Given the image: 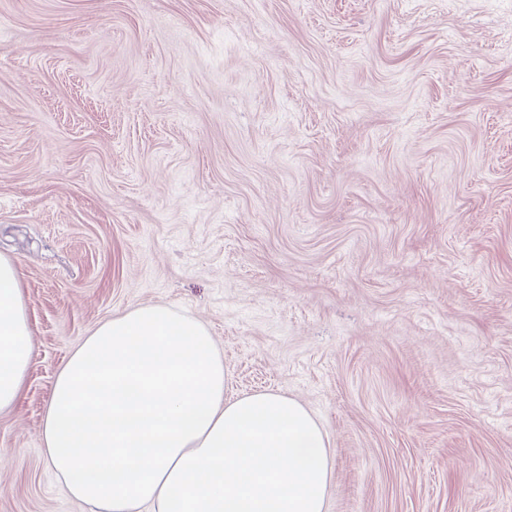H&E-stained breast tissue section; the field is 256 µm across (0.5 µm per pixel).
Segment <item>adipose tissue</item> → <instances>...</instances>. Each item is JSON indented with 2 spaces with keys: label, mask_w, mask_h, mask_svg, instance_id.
Wrapping results in <instances>:
<instances>
[{
  "label": "adipose tissue",
  "mask_w": 512,
  "mask_h": 512,
  "mask_svg": "<svg viewBox=\"0 0 512 512\" xmlns=\"http://www.w3.org/2000/svg\"><path fill=\"white\" fill-rule=\"evenodd\" d=\"M33 357L20 273L0 255V411ZM199 321L163 305L101 323L59 371L41 436L78 499L102 512H326L327 436L284 394L224 397Z\"/></svg>",
  "instance_id": "ef3b65f1"
}]
</instances>
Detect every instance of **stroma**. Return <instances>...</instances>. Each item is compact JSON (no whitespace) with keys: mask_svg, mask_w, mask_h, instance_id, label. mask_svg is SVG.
Returning a JSON list of instances; mask_svg holds the SVG:
<instances>
[{"mask_svg":"<svg viewBox=\"0 0 512 512\" xmlns=\"http://www.w3.org/2000/svg\"><path fill=\"white\" fill-rule=\"evenodd\" d=\"M0 253V512H98L42 422L145 304L318 418L327 512H512V0H0ZM32 357L20 273L13 260L0 255V412L20 397Z\"/></svg>","mask_w":512,"mask_h":512,"instance_id":"1","label":"stroma"}]
</instances>
